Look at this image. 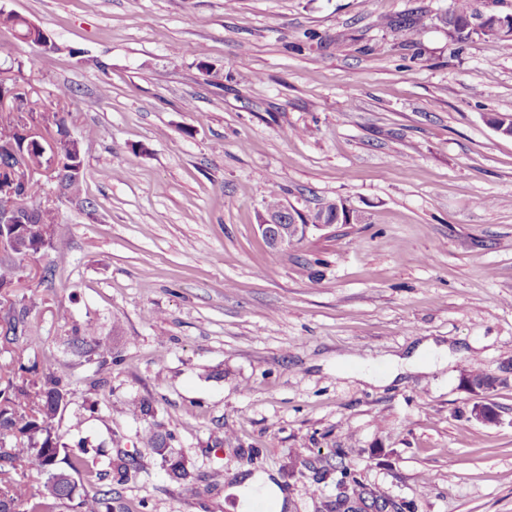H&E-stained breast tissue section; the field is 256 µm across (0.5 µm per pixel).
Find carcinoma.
Wrapping results in <instances>:
<instances>
[{
    "label": "carcinoma",
    "instance_id": "1",
    "mask_svg": "<svg viewBox=\"0 0 512 512\" xmlns=\"http://www.w3.org/2000/svg\"><path fill=\"white\" fill-rule=\"evenodd\" d=\"M512 17L482 14L470 7V0H456L454 8L443 18L461 39L472 34L484 38H497L492 23ZM14 28L18 38L42 44L43 29L12 14L0 13V24ZM0 144L23 140L20 131L27 122L34 120L36 109L30 100V89L17 79L0 75ZM53 124L45 127L49 138L26 142L27 155L52 171L56 187L63 194L73 195L81 190L72 169L84 164L83 156L70 149L60 138L69 135L67 118L63 112L53 113ZM14 203L23 209L35 210L40 206L32 176L17 173L13 177ZM26 256L16 254L0 258V284L12 282L17 277ZM65 391L59 379L51 372L38 378L21 377L19 383H9L0 388V477L9 473L18 463H24L44 477L35 490L26 485L6 480L0 485V512H55L62 504L75 512H112V489H98L91 494L81 485H96L105 478L86 448H68L59 443L55 435V419L64 407ZM170 436L155 434L147 438L151 450L168 462L166 452Z\"/></svg>",
    "mask_w": 512,
    "mask_h": 512
}]
</instances>
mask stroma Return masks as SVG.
<instances>
[{
	"mask_svg": "<svg viewBox=\"0 0 512 512\" xmlns=\"http://www.w3.org/2000/svg\"><path fill=\"white\" fill-rule=\"evenodd\" d=\"M452 7L0 0L56 43L0 25L84 152L52 246L0 296L27 312L17 339L0 327V385L52 370L61 442L119 440L134 462L112 512H238L256 474L282 512H330L344 467L354 507L512 512V137L488 122L512 115V35L460 41ZM421 13L407 46L382 24ZM273 189L303 216L337 201L359 219L271 249ZM77 335L113 362L75 354ZM411 355L420 371L390 378ZM473 373L501 381L495 423L470 414Z\"/></svg>",
	"mask_w": 512,
	"mask_h": 512,
	"instance_id": "35a3bbf8",
	"label": "stroma"
}]
</instances>
